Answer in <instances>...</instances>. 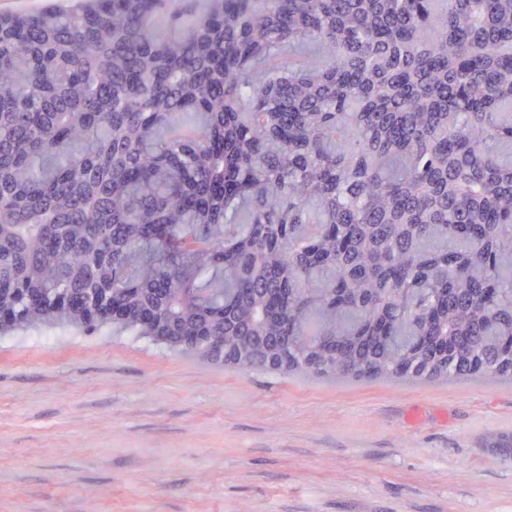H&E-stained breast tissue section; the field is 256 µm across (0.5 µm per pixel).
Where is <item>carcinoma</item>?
Returning a JSON list of instances; mask_svg holds the SVG:
<instances>
[{
  "instance_id": "carcinoma-1",
  "label": "carcinoma",
  "mask_w": 512,
  "mask_h": 512,
  "mask_svg": "<svg viewBox=\"0 0 512 512\" xmlns=\"http://www.w3.org/2000/svg\"><path fill=\"white\" fill-rule=\"evenodd\" d=\"M437 2L0 13V334L511 381L512 0Z\"/></svg>"
}]
</instances>
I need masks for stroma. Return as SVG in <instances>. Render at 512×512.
<instances>
[{
	"mask_svg": "<svg viewBox=\"0 0 512 512\" xmlns=\"http://www.w3.org/2000/svg\"><path fill=\"white\" fill-rule=\"evenodd\" d=\"M0 337V512H512V384L242 373Z\"/></svg>",
	"mask_w": 512,
	"mask_h": 512,
	"instance_id": "stroma-1",
	"label": "stroma"
}]
</instances>
